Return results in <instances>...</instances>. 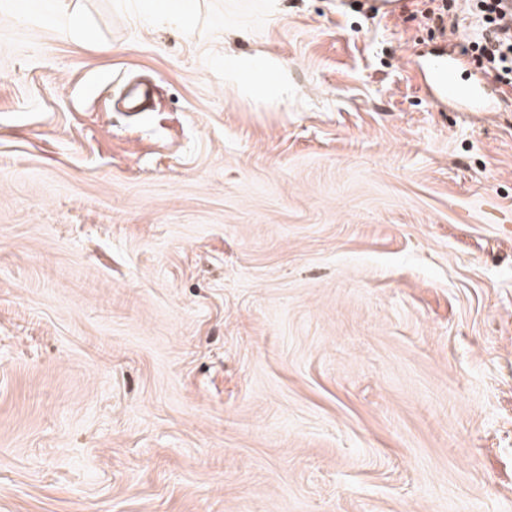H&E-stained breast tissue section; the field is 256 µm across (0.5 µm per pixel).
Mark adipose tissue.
I'll return each instance as SVG.
<instances>
[{
  "label": "adipose tissue",
  "instance_id": "adipose-tissue-1",
  "mask_svg": "<svg viewBox=\"0 0 512 512\" xmlns=\"http://www.w3.org/2000/svg\"><path fill=\"white\" fill-rule=\"evenodd\" d=\"M224 80L250 95L266 99L288 96V79L282 66L269 56L225 57Z\"/></svg>",
  "mask_w": 512,
  "mask_h": 512
}]
</instances>
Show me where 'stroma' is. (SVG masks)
<instances>
[{"label": "stroma", "mask_w": 512, "mask_h": 512, "mask_svg": "<svg viewBox=\"0 0 512 512\" xmlns=\"http://www.w3.org/2000/svg\"><path fill=\"white\" fill-rule=\"evenodd\" d=\"M142 2L0 0V512H512V85L420 89L441 0ZM182 2H172L165 7V11L149 10L145 11L144 19L150 23L158 21H174L180 25L187 27L189 25V14L186 4ZM224 81L247 94L288 98V79L281 63L269 56H225Z\"/></svg>", "instance_id": "obj_1"}]
</instances>
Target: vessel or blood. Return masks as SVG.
Here are the masks:
<instances>
[{
    "instance_id": "b4317fda",
    "label": "vessel or blood",
    "mask_w": 512,
    "mask_h": 512,
    "mask_svg": "<svg viewBox=\"0 0 512 512\" xmlns=\"http://www.w3.org/2000/svg\"><path fill=\"white\" fill-rule=\"evenodd\" d=\"M419 68L435 101L471 106L485 97L481 82L465 75L463 58L432 53L420 62Z\"/></svg>"
}]
</instances>
